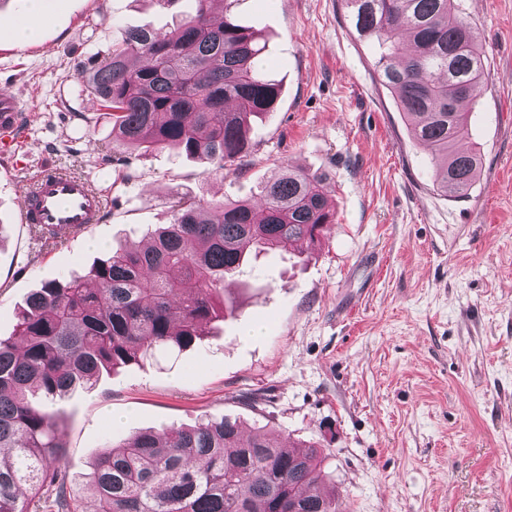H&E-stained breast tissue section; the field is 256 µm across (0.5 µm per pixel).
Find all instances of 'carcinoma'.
<instances>
[{
    "label": "carcinoma",
    "mask_w": 512,
    "mask_h": 512,
    "mask_svg": "<svg viewBox=\"0 0 512 512\" xmlns=\"http://www.w3.org/2000/svg\"><path fill=\"white\" fill-rule=\"evenodd\" d=\"M165 33L136 27L82 71L112 119V139L172 146L215 170L245 152L251 119L273 111L281 84L261 66L264 46L224 0H192ZM359 38L378 46V75L411 138L431 154L434 185L464 198L481 158L458 145L462 101L482 92L484 59L461 0H344ZM324 173L284 166L254 200L170 198L173 222L146 242L108 250L86 274L32 292L20 342L0 338V512H84L66 471L57 412L48 405L156 349L193 344L202 324L233 311L226 279L252 253L315 244L336 223ZM323 450H296L237 420L139 432L102 453L90 482L96 512H340L321 491ZM28 488L25 498L21 487Z\"/></svg>",
    "instance_id": "1"
}]
</instances>
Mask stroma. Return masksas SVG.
<instances>
[{"label":"stroma","instance_id":"35a3bbf8","mask_svg":"<svg viewBox=\"0 0 512 512\" xmlns=\"http://www.w3.org/2000/svg\"><path fill=\"white\" fill-rule=\"evenodd\" d=\"M486 81L463 144L482 165L468 198L433 185L340 0H240L283 94L251 123L245 154L214 173L170 148L112 140L85 83L88 58L125 29H173L185 0H43L39 38L15 30L31 0H0V92L24 137L0 161V337L42 284L84 275L109 246L173 220L181 193L248 200L281 166L329 174L336 222L319 244L250 257L233 315L179 352L103 375L57 406L70 484L91 503V462L129 435L236 418L324 448L323 488L341 512H512V0H462ZM88 178L112 203L67 244L19 220L46 165Z\"/></svg>","mask_w":512,"mask_h":512}]
</instances>
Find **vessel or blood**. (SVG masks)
<instances>
[{"label":"vessel or blood","instance_id":"1","mask_svg":"<svg viewBox=\"0 0 512 512\" xmlns=\"http://www.w3.org/2000/svg\"><path fill=\"white\" fill-rule=\"evenodd\" d=\"M22 107L11 95H0V159L11 156L18 142ZM106 208L105 197L91 189L87 180L49 167L24 195L20 220L58 232L68 241L78 232L98 222Z\"/></svg>","mask_w":512,"mask_h":512}]
</instances>
